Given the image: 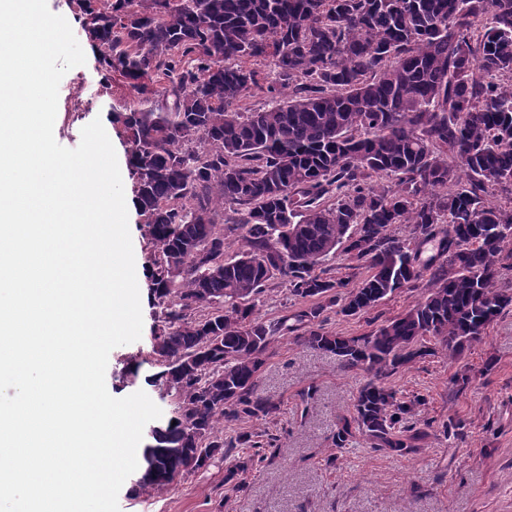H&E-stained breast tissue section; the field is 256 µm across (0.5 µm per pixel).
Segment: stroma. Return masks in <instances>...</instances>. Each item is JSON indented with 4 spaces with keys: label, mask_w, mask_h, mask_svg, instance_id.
I'll return each mask as SVG.
<instances>
[{
    "label": "stroma",
    "mask_w": 512,
    "mask_h": 512,
    "mask_svg": "<svg viewBox=\"0 0 512 512\" xmlns=\"http://www.w3.org/2000/svg\"><path fill=\"white\" fill-rule=\"evenodd\" d=\"M51 12L66 18L86 54L85 65L68 71L59 85L54 136L63 147L76 148L81 130L101 119L114 136L117 153H126L111 107L134 96L120 77H106L86 37L73 0H47ZM140 340L114 348L105 382L117 398L142 390L170 417L172 398L146 385L159 367L152 353L154 313L142 307ZM138 355L137 375L127 373V358ZM468 375L455 392L454 375ZM364 371L342 369L335 356L296 342L274 338L267 350L259 391L278 410L267 425L228 423L225 435L267 429L278 450L247 475L243 489L224 484V464L189 475L174 488L131 495L124 482L119 512H512V312L501 315L480 342L455 359L444 353L420 359L393 375L390 386L400 395L418 393L428 403L421 419L431 428L424 448L406 457L373 450L365 443L334 449L336 418L351 413ZM317 392L302 404L308 386ZM462 421L463 435L445 436L448 419Z\"/></svg>",
    "instance_id": "obj_1"
}]
</instances>
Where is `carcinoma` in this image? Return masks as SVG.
Wrapping results in <instances>:
<instances>
[{
    "mask_svg": "<svg viewBox=\"0 0 512 512\" xmlns=\"http://www.w3.org/2000/svg\"><path fill=\"white\" fill-rule=\"evenodd\" d=\"M100 70L137 98L112 111L128 145L150 249L153 354L148 378L175 396L155 429L153 471L132 490L162 492L229 461L224 481L263 462L260 438L224 441V422L261 420L271 340L295 335L367 378L334 445L422 449L421 394L387 380L444 351L455 358L512 310V0H75ZM272 60L275 78L259 68ZM276 104L241 107L251 90ZM394 184H386V178ZM229 214H224V208ZM405 225L407 234L393 228ZM238 242L224 258L228 237ZM437 253L421 258V248ZM345 277L322 268L332 252ZM275 281L313 305L265 321ZM425 282L404 313L361 336L318 322L362 316ZM237 448L255 453L232 461Z\"/></svg>",
    "mask_w": 512,
    "mask_h": 512,
    "instance_id": "1",
    "label": "carcinoma"
}]
</instances>
